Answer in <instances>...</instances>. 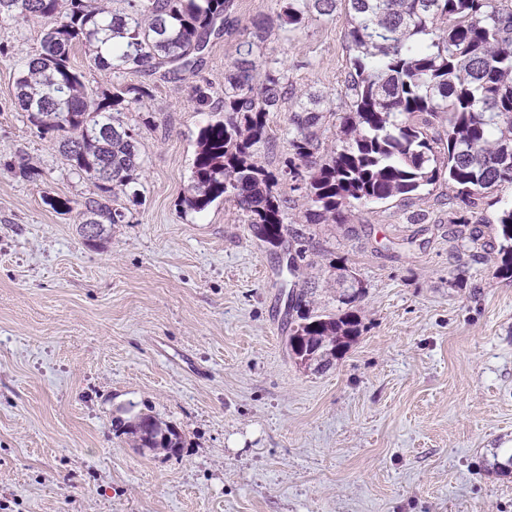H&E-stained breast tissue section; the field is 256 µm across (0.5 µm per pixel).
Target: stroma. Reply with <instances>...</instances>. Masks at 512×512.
<instances>
[{"label":"stroma","instance_id":"35a3bbf8","mask_svg":"<svg viewBox=\"0 0 512 512\" xmlns=\"http://www.w3.org/2000/svg\"><path fill=\"white\" fill-rule=\"evenodd\" d=\"M201 69L128 112L142 161L129 221L90 243L52 198L93 191L14 102L39 26H0V512H512V279L491 191L448 221L450 186L352 207L347 223L288 211L289 247L260 241L233 203L188 209L199 129L252 21L294 95L344 110L343 13L281 28L274 0H234ZM258 155L278 171L288 112ZM24 156L39 171L9 168ZM303 250L295 273L287 253ZM365 287L361 336L325 370L289 353L288 293L336 310L339 267ZM172 425L176 451L140 447L118 416Z\"/></svg>","mask_w":512,"mask_h":512}]
</instances>
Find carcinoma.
<instances>
[{
    "mask_svg": "<svg viewBox=\"0 0 512 512\" xmlns=\"http://www.w3.org/2000/svg\"><path fill=\"white\" fill-rule=\"evenodd\" d=\"M347 5L349 66L344 112L323 107L314 93L289 108L288 162L275 174L257 159L269 140L268 115L285 100L284 74L255 61L254 41L224 72V101L201 128L184 203L203 211L219 198L241 211L262 242L281 246L288 234L284 184L308 204L312 224H344L354 204L408 201L439 182L452 185L448 223L469 224L485 193L512 186V3L509 0H275L281 26L299 31L312 17ZM233 0H0V24L44 28L40 50L15 81V104L43 136L59 140L67 165L94 187L80 203L83 224L128 223L124 195L137 201L142 166L138 140L123 120L151 96L150 85L116 83L90 93L73 68V47L93 48L99 70L143 73L169 82L194 73L210 39L224 34ZM112 39V61L99 50ZM441 125L431 135L414 117ZM336 119V143L324 148L322 126ZM486 224L498 226L497 275L512 278V206ZM352 296L339 295L336 313L315 314L307 291L295 294L297 321L290 350L342 355L361 335ZM123 428L144 448L180 447L179 434L147 413Z\"/></svg>",
    "mask_w": 512,
    "mask_h": 512,
    "instance_id": "1",
    "label": "carcinoma"
}]
</instances>
